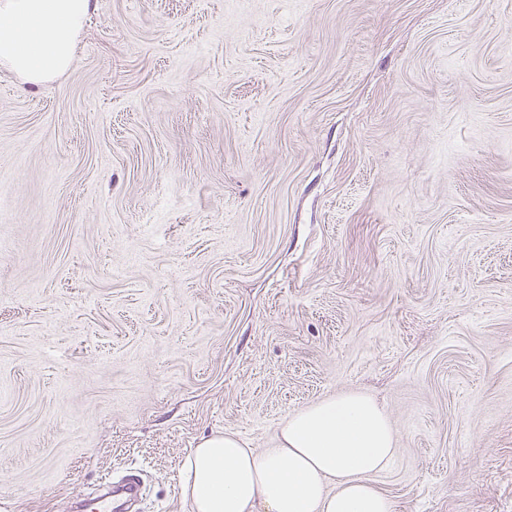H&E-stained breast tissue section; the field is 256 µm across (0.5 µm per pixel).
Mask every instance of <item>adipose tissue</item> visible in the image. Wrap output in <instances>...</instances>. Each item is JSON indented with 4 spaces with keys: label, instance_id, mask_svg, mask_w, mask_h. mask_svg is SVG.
Listing matches in <instances>:
<instances>
[{
    "label": "adipose tissue",
    "instance_id": "adipose-tissue-1",
    "mask_svg": "<svg viewBox=\"0 0 512 512\" xmlns=\"http://www.w3.org/2000/svg\"><path fill=\"white\" fill-rule=\"evenodd\" d=\"M91 0H0V70L39 85L65 73ZM395 428L373 397L348 391L282 423L279 445L258 452L232 431L188 456L190 512H394L373 483L395 456Z\"/></svg>",
    "mask_w": 512,
    "mask_h": 512
}]
</instances>
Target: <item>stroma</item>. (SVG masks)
Instances as JSON below:
<instances>
[{
	"label": "stroma",
	"instance_id": "35a3bbf8",
	"mask_svg": "<svg viewBox=\"0 0 512 512\" xmlns=\"http://www.w3.org/2000/svg\"><path fill=\"white\" fill-rule=\"evenodd\" d=\"M349 390L395 512H512V0H92L0 70V512Z\"/></svg>",
	"mask_w": 512,
	"mask_h": 512
}]
</instances>
